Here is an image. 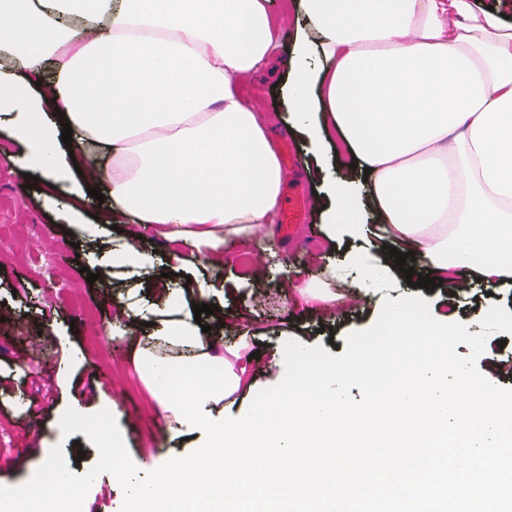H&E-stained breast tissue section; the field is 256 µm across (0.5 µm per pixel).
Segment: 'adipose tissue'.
Returning a JSON list of instances; mask_svg holds the SVG:
<instances>
[{"instance_id": "ef3b65f1", "label": "adipose tissue", "mask_w": 512, "mask_h": 512, "mask_svg": "<svg viewBox=\"0 0 512 512\" xmlns=\"http://www.w3.org/2000/svg\"><path fill=\"white\" fill-rule=\"evenodd\" d=\"M318 43L297 32L288 72L292 126L321 153L339 136L363 184L331 186L321 209L328 241L361 208L385 237L456 287L512 276V22L472 0H299ZM281 47L269 0H0V115L50 185L80 173L56 198L80 215L89 188H111L133 213L114 263L152 266L146 229L177 243L172 265L224 263V246L270 223L280 163L241 81ZM317 53L322 66L310 68ZM56 71L60 117L30 85ZM72 149L60 148V119ZM192 303L116 304L112 333L152 322L145 347L226 359L248 393L250 338L202 331Z\"/></svg>"}]
</instances>
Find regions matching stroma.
Here are the masks:
<instances>
[{
  "label": "stroma",
  "mask_w": 512,
  "mask_h": 512,
  "mask_svg": "<svg viewBox=\"0 0 512 512\" xmlns=\"http://www.w3.org/2000/svg\"><path fill=\"white\" fill-rule=\"evenodd\" d=\"M247 92L254 110L271 117L277 142L293 148L294 163L283 186L307 198L303 223L291 238L280 235L270 241L265 232H257L255 241L228 246L222 267L200 263L181 268L167 283L174 289L188 281L210 285L212 304L225 312V338L254 324L262 328L252 345L260 357L248 369L257 392L274 386L271 357L286 338L319 345L328 352L345 347L349 333L376 322L382 303L374 296L358 297L349 286L337 284L332 288L337 300L331 316L294 295L280 299L278 307L268 306L267 297L278 296L283 279L326 281L323 268L327 263L355 254H375L376 239L370 232L345 235L339 237L337 248H329L326 227L313 204L321 181L303 142L287 131L286 91L273 90L260 76ZM22 152L8 125L1 124L0 224L10 225L18 238L30 243L31 260L24 263L13 255L0 254V379L6 382L0 391V487L27 483L44 463L48 449L58 445L74 474H85L97 463L98 451L88 438L60 435V419L74 405L94 412L112 408L125 446L141 472L171 457L190 454L194 440L172 437L161 412L148 405L150 396L136 364L135 334L116 336L110 327L115 302L129 289L144 292L152 287L145 271L113 264L112 241L117 233L110 203L87 200L84 225L74 226L46 191L27 188L24 169L14 163ZM258 243L265 248L271 269L261 301L255 299L249 270L241 262L242 255ZM46 252L56 258L51 282L35 273ZM90 272L104 276V287L89 285L86 275ZM480 290V285H473L468 298L449 295L443 286L429 290L406 286L402 293L453 312L477 334L491 305L512 312V284L495 286L490 296L481 295ZM74 298L81 301V308L71 306ZM85 306L96 310V319H86L81 312ZM62 366L67 369L63 375L58 372Z\"/></svg>",
  "instance_id": "obj_1"
}]
</instances>
